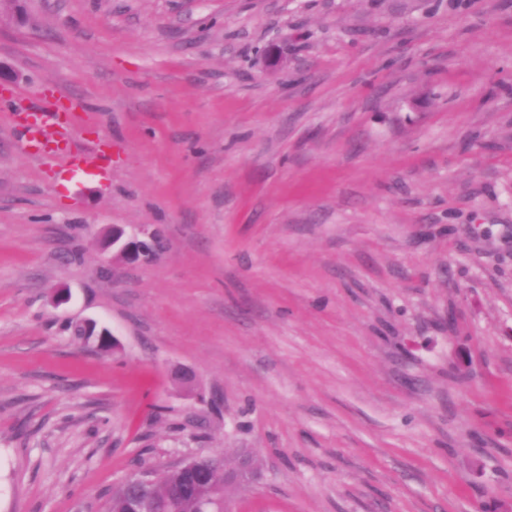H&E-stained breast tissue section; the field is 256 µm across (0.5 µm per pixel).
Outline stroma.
Wrapping results in <instances>:
<instances>
[{
    "label": "stroma",
    "mask_w": 512,
    "mask_h": 512,
    "mask_svg": "<svg viewBox=\"0 0 512 512\" xmlns=\"http://www.w3.org/2000/svg\"><path fill=\"white\" fill-rule=\"evenodd\" d=\"M0 63V512H512V0H0ZM31 121L24 124V133L22 142L24 150L37 148L38 144L47 146L50 142L45 125L51 119L52 114L45 112L42 114H29ZM154 236L152 232L142 228L129 235L122 227L113 225L108 247L112 246V252L115 250L125 262L139 263L148 259L146 246L153 241ZM214 469L224 474V490L229 487H247L259 474L257 463L248 454L235 457L230 464L209 457L193 458L178 463L171 471L188 472L190 475L188 486L196 495L208 489V479ZM184 479V474L176 471L166 482L162 484H153L152 495L156 507L153 509L157 512H196L199 511L197 502L188 496L176 503L169 502L170 490ZM171 495L175 498L182 497L183 491L181 487H175L171 490Z\"/></svg>",
    "instance_id": "obj_1"
}]
</instances>
